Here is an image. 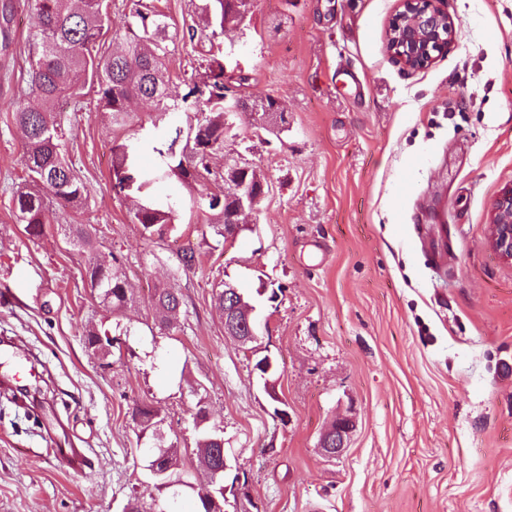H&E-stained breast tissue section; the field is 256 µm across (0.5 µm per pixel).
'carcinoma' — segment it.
Returning a JSON list of instances; mask_svg holds the SVG:
<instances>
[{
	"label": "carcinoma",
	"instance_id": "carcinoma-1",
	"mask_svg": "<svg viewBox=\"0 0 512 512\" xmlns=\"http://www.w3.org/2000/svg\"><path fill=\"white\" fill-rule=\"evenodd\" d=\"M202 2L203 23L214 37L238 26L253 5L251 0H243L241 10L231 12L226 0ZM29 7L37 18L33 40L39 54L29 66L28 102L14 110V120L25 134L27 177L12 195L13 213L25 236L34 241L45 234L53 223L52 205L78 212L87 204L90 191L68 163L62 124L51 103L80 96L82 78L90 68L97 73V104L114 123L126 122L129 100L143 98L152 104L155 117L151 126H142L133 136L113 144L110 178L121 184L120 194L140 200L142 210L134 215L137 223L152 224L163 232L174 230L184 205L182 190L193 189L202 174L209 172L207 153L224 147V114L232 105L224 100V61L211 58L201 77L190 75L186 91L174 99L168 94L165 67L174 35L167 16L153 5L137 0L122 24V41L102 55L96 46L110 21L108 0H81L78 7L73 0H29ZM273 101L269 94L244 96L242 111L271 112ZM172 111L199 115L196 124L189 126L193 146L186 157L174 149L181 130L166 124ZM202 145L209 152L199 150ZM145 150L154 155L149 166L139 164ZM162 180L175 181L176 188L159 200L152 196V189ZM198 204L210 211L208 221L214 234L224 237V205L215 203L212 193L200 197ZM67 230L68 237L86 249L85 274L90 286H98L101 303L114 313L121 311L129 297L121 287L126 275L120 260L114 256L110 267H101L90 227L69 224ZM152 302L156 309L164 306L173 311L182 306L180 294L167 287L155 288ZM209 438L204 431L197 441L198 462L221 466L223 451Z\"/></svg>",
	"mask_w": 512,
	"mask_h": 512
}]
</instances>
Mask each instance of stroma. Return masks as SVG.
Listing matches in <instances>:
<instances>
[{
  "label": "stroma",
  "mask_w": 512,
  "mask_h": 512,
  "mask_svg": "<svg viewBox=\"0 0 512 512\" xmlns=\"http://www.w3.org/2000/svg\"><path fill=\"white\" fill-rule=\"evenodd\" d=\"M0 101L27 89L35 16L0 0ZM175 45L169 87L210 48L201 0H154ZM398 0H255L221 36L230 86L275 96L286 125L230 116L225 156L261 170L268 190L251 230L219 242L204 212L148 236L116 196L112 145L149 124L97 108L95 77L61 107L68 155L90 197L57 211L29 241L12 214L25 178L23 136L0 108V338L34 366L44 404L0 397V512H122L139 497L167 512L137 440L135 405L157 409L165 443L196 471L198 406L223 431L224 512H512V264L487 243L498 193L512 185V0H445L459 38L427 69L405 71L383 51ZM68 224L92 227L96 251L117 256L130 285L120 313L102 306ZM195 256L178 272L182 252ZM244 288L258 338L224 334L216 291ZM183 297L179 322L154 324L156 287ZM277 289L269 301V289ZM113 340L101 358L85 328ZM270 358V398L256 368ZM284 407L287 417L276 414ZM356 426L336 459L319 448L337 412ZM66 441L73 470L50 455Z\"/></svg>",
  "instance_id": "1"
}]
</instances>
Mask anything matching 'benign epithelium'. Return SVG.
<instances>
[{
	"instance_id": "1",
	"label": "benign epithelium",
	"mask_w": 512,
	"mask_h": 512,
	"mask_svg": "<svg viewBox=\"0 0 512 512\" xmlns=\"http://www.w3.org/2000/svg\"><path fill=\"white\" fill-rule=\"evenodd\" d=\"M458 32L441 0H399V8L386 33L384 50L406 70H420L455 44ZM224 237L232 242L249 229L246 218L259 211L268 189L266 179L254 168L236 162L224 163ZM488 242L499 258L512 263V186L496 199L488 225ZM224 297L231 298V307L224 313V335L242 345L257 339L256 306L248 301L243 289L224 281ZM355 419L348 412H338L320 439L319 447L331 458L340 457ZM220 468L210 471V486L200 489L216 506L222 508L224 486L217 484Z\"/></svg>"
}]
</instances>
